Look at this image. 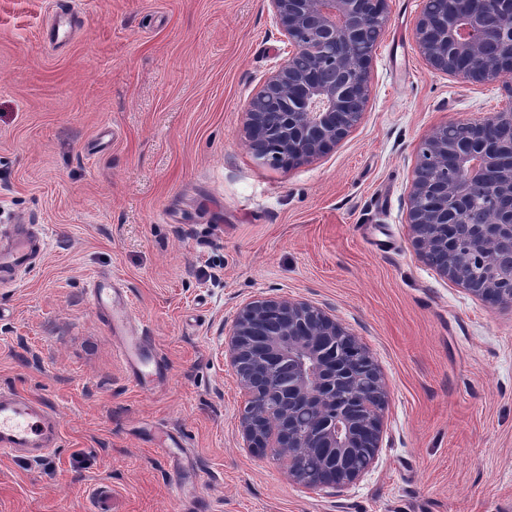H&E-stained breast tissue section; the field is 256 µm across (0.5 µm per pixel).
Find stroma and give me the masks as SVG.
Returning <instances> with one entry per match:
<instances>
[{"label":"stroma","mask_w":512,"mask_h":512,"mask_svg":"<svg viewBox=\"0 0 512 512\" xmlns=\"http://www.w3.org/2000/svg\"><path fill=\"white\" fill-rule=\"evenodd\" d=\"M56 2L0 0V227L45 242L0 288V393L61 426L50 455L0 458V512H94L102 484L112 512H512V307L429 266L406 223L422 139L511 107L501 85L432 71L422 0H386L361 122L274 167L243 136L285 56L268 0H78L52 46ZM97 279L166 368L147 387L115 354ZM257 296L324 308L386 379L381 448L346 489H302L241 436L224 341Z\"/></svg>","instance_id":"obj_1"}]
</instances>
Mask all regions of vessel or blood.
Returning a JSON list of instances; mask_svg holds the SVG:
<instances>
[{"label": "vessel or blood", "mask_w": 512, "mask_h": 512, "mask_svg": "<svg viewBox=\"0 0 512 512\" xmlns=\"http://www.w3.org/2000/svg\"><path fill=\"white\" fill-rule=\"evenodd\" d=\"M42 246L39 232L29 228L14 231L5 242H0V273L30 270L40 257ZM93 296L106 325L123 338L118 349L120 356L130 365L135 382L143 383L145 375L140 365L145 338L127 320V300L112 288L94 289ZM59 438V422L42 403L22 394L0 393V457L27 450L39 458L55 448Z\"/></svg>", "instance_id": "vessel-or-blood-1"}]
</instances>
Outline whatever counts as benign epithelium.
I'll return each instance as SVG.
<instances>
[{"label": "benign epithelium", "instance_id": "benign-epithelium-1", "mask_svg": "<svg viewBox=\"0 0 512 512\" xmlns=\"http://www.w3.org/2000/svg\"><path fill=\"white\" fill-rule=\"evenodd\" d=\"M286 56L250 99L243 128L255 156L277 167L311 161L360 122L369 67L385 31L386 0H269ZM415 39L428 66L512 96V0H423ZM427 136L406 224L418 255L488 304L512 306V108L457 120ZM508 129L509 135L499 131ZM493 204L473 224L478 198ZM227 353L244 397L240 432L282 459L310 490L361 478L381 448L388 389L360 339L322 308L256 297L229 329Z\"/></svg>", "mask_w": 512, "mask_h": 512}]
</instances>
